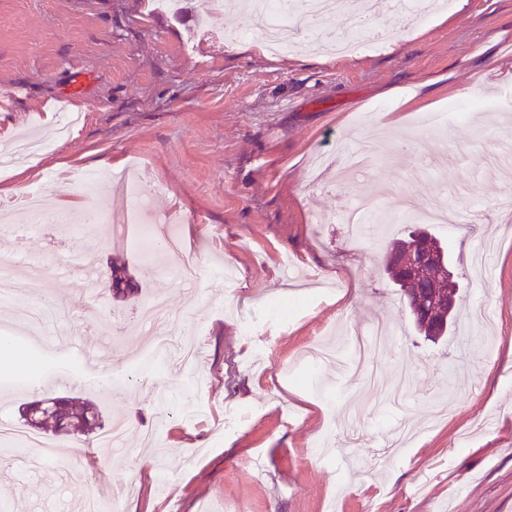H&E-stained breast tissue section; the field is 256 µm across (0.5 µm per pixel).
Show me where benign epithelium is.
Masks as SVG:
<instances>
[{
	"label": "benign epithelium",
	"instance_id": "7a95c632",
	"mask_svg": "<svg viewBox=\"0 0 512 512\" xmlns=\"http://www.w3.org/2000/svg\"><path fill=\"white\" fill-rule=\"evenodd\" d=\"M402 271L401 281L405 287L411 288L410 296L414 308L426 313L425 305L433 303L438 306L439 316L434 318L433 327L447 324L448 316L454 308L453 296L438 288H429L426 283L434 284L440 280L441 263L434 244L423 235H413L412 243L405 244L397 253Z\"/></svg>",
	"mask_w": 512,
	"mask_h": 512
}]
</instances>
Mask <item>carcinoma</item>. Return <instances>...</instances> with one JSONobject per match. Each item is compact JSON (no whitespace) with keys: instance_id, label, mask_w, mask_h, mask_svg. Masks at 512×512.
<instances>
[{"instance_id":"carcinoma-1","label":"carcinoma","mask_w":512,"mask_h":512,"mask_svg":"<svg viewBox=\"0 0 512 512\" xmlns=\"http://www.w3.org/2000/svg\"><path fill=\"white\" fill-rule=\"evenodd\" d=\"M116 293H132L134 287L125 277V270L114 267L110 274ZM25 426L33 430L88 433L101 427L99 412L93 404L79 398L51 396L49 402L39 399L24 406Z\"/></svg>"}]
</instances>
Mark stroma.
<instances>
[{"instance_id": "stroma-1", "label": "stroma", "mask_w": 512, "mask_h": 512, "mask_svg": "<svg viewBox=\"0 0 512 512\" xmlns=\"http://www.w3.org/2000/svg\"><path fill=\"white\" fill-rule=\"evenodd\" d=\"M252 24L249 12L199 20L190 0L176 16L151 0H0V141L49 135L66 110L84 115L68 140L0 173V201L52 176L63 191L44 193V210L111 206L114 190L87 197L77 175L138 163L157 185L151 209L180 213L169 230L185 247L177 261L149 245L144 224L124 238L108 224L0 236V257L25 262L0 323L21 326L16 304L34 293L32 265L50 266L46 294L73 310L16 345L17 359H0V422L20 423L22 403L66 392L92 401L104 428L124 426L118 448L57 433L52 460L36 465L21 452L0 462V503L81 512L87 495L121 487L126 512H327L332 501L339 512H512V209L500 205L504 176L487 170L496 145L512 141V0H453L394 44L344 58L303 37L283 56L222 37ZM470 98L496 108L464 126H422V115ZM347 141L382 147L354 180L342 174ZM403 192L421 214L469 212L474 228L427 225L459 285L457 323L435 343L415 331L383 266L406 225H377L356 246L344 227L356 194L390 212ZM486 236L497 247L482 277L470 253ZM84 255L95 261L107 331L83 318L71 272L55 268ZM115 261L137 286L129 297L112 295ZM159 290L186 330L204 329L192 368L176 360L181 337L161 352L143 340L135 313ZM234 300L254 315L250 338L224 311ZM478 306L494 317L482 329L497 339L489 353L471 320ZM377 321L398 341L373 353L374 367L394 388L400 369L411 373L399 403L346 359L307 355ZM87 348L130 375L124 399L85 379ZM41 368L65 384L14 386ZM173 404L203 414L186 423L168 416ZM229 408L244 420L213 438ZM153 427L158 446H143ZM322 439L324 457L314 451Z\"/></svg>"}]
</instances>
